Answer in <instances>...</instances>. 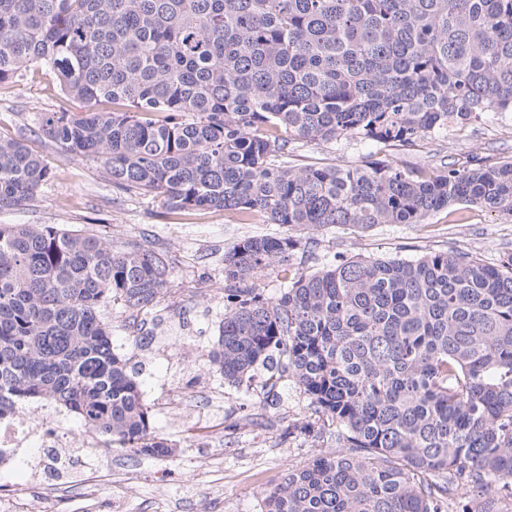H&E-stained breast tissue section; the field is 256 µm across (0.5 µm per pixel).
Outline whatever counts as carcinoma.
Returning a JSON list of instances; mask_svg holds the SVG:
<instances>
[{
  "label": "carcinoma",
  "mask_w": 512,
  "mask_h": 512,
  "mask_svg": "<svg viewBox=\"0 0 512 512\" xmlns=\"http://www.w3.org/2000/svg\"><path fill=\"white\" fill-rule=\"evenodd\" d=\"M110 111L42 112L35 133L95 158L163 215H260L281 231L224 253L228 306L211 350L224 381L293 378L331 434L265 494L263 512H505L512 499V257L335 256L315 234L421 224L453 205L512 216V160L436 176L369 154L291 165L299 147L433 140L512 112V0H0V83L35 66ZM48 163L0 139V210L26 206ZM280 268L275 298L254 281ZM168 264L52 224L0 225V417L52 400L120 448L164 458L135 368L112 349L107 304L151 308Z\"/></svg>",
  "instance_id": "cac0c4a2"
}]
</instances>
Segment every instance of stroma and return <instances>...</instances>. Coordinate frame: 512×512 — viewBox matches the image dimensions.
<instances>
[{"instance_id": "obj_1", "label": "stroma", "mask_w": 512, "mask_h": 512, "mask_svg": "<svg viewBox=\"0 0 512 512\" xmlns=\"http://www.w3.org/2000/svg\"><path fill=\"white\" fill-rule=\"evenodd\" d=\"M84 103L62 95L53 71L40 68L0 84V138L21 141L49 163L34 199L0 211V224H55L84 229L119 248L150 237L170 267L156 305L131 313L102 310L112 324V347L139 365L137 380L156 433L173 455L165 460L108 448L103 461L73 454L46 489H22L29 512H262L264 493L320 454L335 451L333 436L288 438L289 420L303 417L308 401L293 381L264 404L268 377L257 369L249 386L224 381L209 361L224 316V254L240 238L273 232L255 219L235 224L221 211L160 217L156 199L113 188L91 158L66 159L47 139L33 136L43 112H82ZM395 167L421 164L440 170L479 156L488 163L512 157V115H487L449 124L439 138L412 146L378 148L343 141L301 147L297 164H355L367 154ZM468 252L491 265L512 254V217L475 206L438 212L421 224H380L368 230H332L319 237V255L416 259L446 250Z\"/></svg>"}]
</instances>
